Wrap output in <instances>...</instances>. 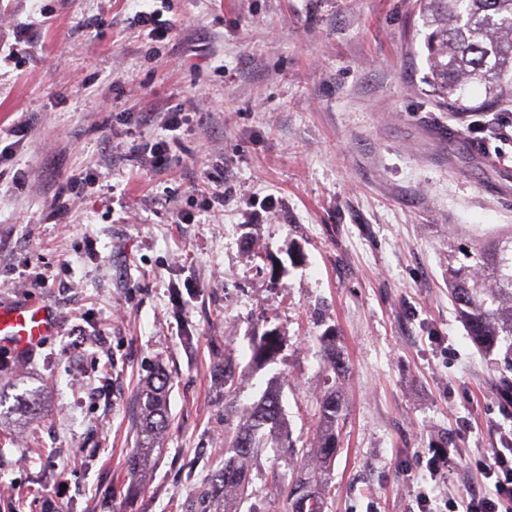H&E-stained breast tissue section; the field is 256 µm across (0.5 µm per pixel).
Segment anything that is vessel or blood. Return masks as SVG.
<instances>
[{
	"instance_id": "1",
	"label": "vessel or blood",
	"mask_w": 512,
	"mask_h": 512,
	"mask_svg": "<svg viewBox=\"0 0 512 512\" xmlns=\"http://www.w3.org/2000/svg\"><path fill=\"white\" fill-rule=\"evenodd\" d=\"M61 326L60 315L39 302L0 306V345L19 356L40 348Z\"/></svg>"
}]
</instances>
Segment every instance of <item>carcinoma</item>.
Listing matches in <instances>:
<instances>
[{
    "mask_svg": "<svg viewBox=\"0 0 512 512\" xmlns=\"http://www.w3.org/2000/svg\"><path fill=\"white\" fill-rule=\"evenodd\" d=\"M426 37L429 82L437 97L456 112H472L469 90L477 86L484 102L494 103L512 97V0H420ZM467 268H448L449 295L468 336L489 351L508 343L512 354V229L479 243ZM282 337L266 330L251 344L252 360L270 361L280 350ZM323 359L328 370L338 376L347 364L336 341H327ZM224 390L235 384L234 358L224 356V366L215 368ZM169 380L158 371L139 392V448L131 455L128 468L138 477L150 466L162 433L169 427L166 396ZM344 407L336 392L320 402L319 426L309 448L295 454L304 460L313 454L326 461L336 454L337 428ZM284 426L278 391L266 390L248 411L247 422L224 436V447L231 455L213 479L210 498L214 512H239L240 502L256 495L252 490L251 470L259 449L265 447L266 434ZM283 496L291 512H325L329 489L309 477L301 465L283 484Z\"/></svg>",
    "mask_w": 512,
    "mask_h": 512,
    "instance_id": "1",
    "label": "carcinoma"
}]
</instances>
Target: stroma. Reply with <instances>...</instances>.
Returning a JSON list of instances; mask_svg holds the SVG:
<instances>
[{
    "mask_svg": "<svg viewBox=\"0 0 512 512\" xmlns=\"http://www.w3.org/2000/svg\"><path fill=\"white\" fill-rule=\"evenodd\" d=\"M134 14L0 0V304L63 323L30 356L0 349V512H201L225 430L270 387L285 428L253 512H285L277 478L332 389L339 447L308 462L326 512H418L422 489L442 512L480 486L491 423L512 428V370L448 293L449 267L512 228V100L464 118L434 95L415 0H169L156 41ZM170 108L177 139L139 126ZM144 138L164 166L131 157ZM271 329L283 346L255 367ZM160 369L171 423L132 497L136 392ZM282 337L274 330H266L255 336L251 344V357L255 363L263 364L270 361L280 350Z\"/></svg>",
    "mask_w": 512,
    "mask_h": 512,
    "instance_id": "1",
    "label": "stroma"
}]
</instances>
